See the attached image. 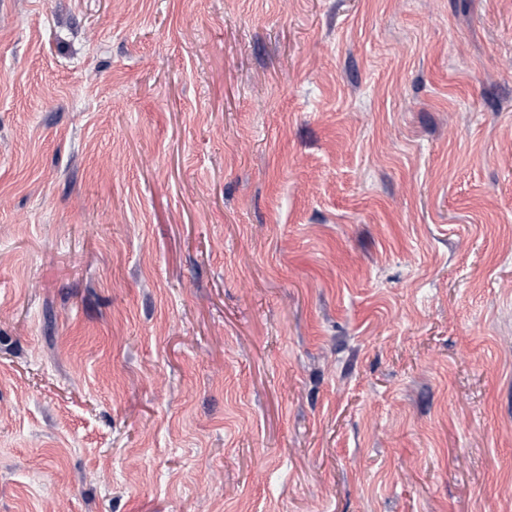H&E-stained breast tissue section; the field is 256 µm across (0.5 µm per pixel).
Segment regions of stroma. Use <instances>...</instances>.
Segmentation results:
<instances>
[{
    "label": "stroma",
    "mask_w": 512,
    "mask_h": 512,
    "mask_svg": "<svg viewBox=\"0 0 512 512\" xmlns=\"http://www.w3.org/2000/svg\"><path fill=\"white\" fill-rule=\"evenodd\" d=\"M0 512H512V0H0Z\"/></svg>",
    "instance_id": "1"
}]
</instances>
